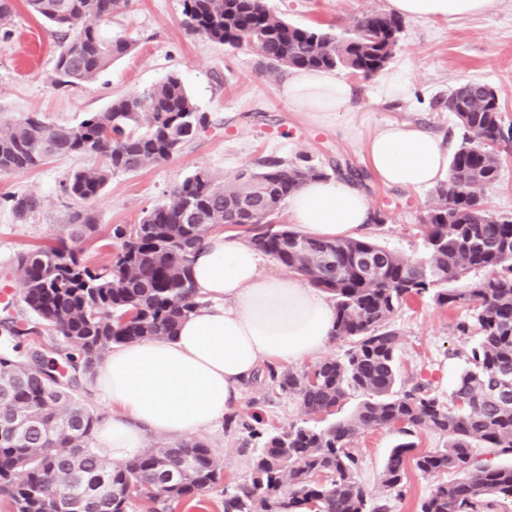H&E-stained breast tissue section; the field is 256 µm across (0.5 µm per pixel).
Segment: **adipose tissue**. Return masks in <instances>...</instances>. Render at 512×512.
Listing matches in <instances>:
<instances>
[{"instance_id":"obj_1","label":"adipose tissue","mask_w":512,"mask_h":512,"mask_svg":"<svg viewBox=\"0 0 512 512\" xmlns=\"http://www.w3.org/2000/svg\"><path fill=\"white\" fill-rule=\"evenodd\" d=\"M491 2L387 0L391 12L419 21L480 15ZM281 95L311 122L361 138L368 168L383 185L430 189L448 173L442 138L408 121L373 124L334 72L295 71ZM286 209L292 224L320 238L356 236L372 222L363 190L344 178L304 182ZM264 263L262 252L234 234L209 235L191 257L203 307L173 338L118 346L96 369L94 388L112 407L100 431L112 461L142 454L147 433L178 437L220 425L264 364L296 362L325 348L336 321L333 302L303 276L264 274Z\"/></svg>"}]
</instances>
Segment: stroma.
Wrapping results in <instances>:
<instances>
[{
    "mask_svg": "<svg viewBox=\"0 0 512 512\" xmlns=\"http://www.w3.org/2000/svg\"><path fill=\"white\" fill-rule=\"evenodd\" d=\"M266 5L297 26L348 32L363 13L386 11L387 0H266ZM13 6L11 35L0 40V128L32 113L54 126H75L87 115L104 111L112 100L142 94L172 74L181 78L210 121L207 131L173 158L114 174L90 202L97 231L76 243L90 265L107 262L115 225L140 223L197 170L228 181L270 155L294 162L304 159L328 174L339 161L366 166L360 143L289 110L280 88L291 68L271 69L250 47L231 48L187 32L183 0H133L128 10L101 27L104 36L133 40L132 51L93 82L68 88L53 83L58 42L51 26L31 14L25 0H13ZM387 70L406 75L411 86L407 100L378 97L379 76L348 79L356 106L372 113L375 123L412 121L456 145L461 131L445 105L459 83L472 80L497 89L503 122L512 124V0H494L486 13L458 21H405ZM99 163L92 155H62L21 175L0 173V322L34 323L21 298L18 257L66 233L79 203L62 185L75 171ZM362 189L372 210L385 216L383 225L368 229V236L407 259L420 258L423 243L417 224L433 201V190L390 188L372 177ZM482 194L495 217L512 219V153L504 155L498 180L486 185ZM10 195L36 197L40 207L17 216L6 201ZM461 314V309L439 307L428 297L409 300L396 312L391 326L399 335L403 380H432L437 394L447 396L463 366L461 352L468 346L454 332ZM232 416V423L194 435L221 459L222 484L174 504L173 512H224V489L248 479L262 434L305 419L296 396L265 379L244 386ZM398 441L392 429L358 433L354 448L359 482L378 489L384 461Z\"/></svg>",
    "mask_w": 512,
    "mask_h": 512,
    "instance_id": "obj_1",
    "label": "stroma"
}]
</instances>
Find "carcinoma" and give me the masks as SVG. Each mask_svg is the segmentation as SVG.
Instances as JSON below:
<instances>
[{
	"label": "carcinoma",
	"mask_w": 512,
	"mask_h": 512,
	"mask_svg": "<svg viewBox=\"0 0 512 512\" xmlns=\"http://www.w3.org/2000/svg\"><path fill=\"white\" fill-rule=\"evenodd\" d=\"M130 0H27L29 11L55 29L59 50L55 85L91 82L132 41L106 38L99 24ZM186 29L236 48L246 45L274 66L343 69L367 79L393 57L404 21L391 13H364L339 36L300 27L272 13L265 0H185ZM447 110L463 130L448 179L421 218L424 255L412 262L366 237H310L275 224L288 196L304 181L323 177L315 166L266 156L248 178L226 186L206 170L186 177L169 199L138 224L113 229L117 249L99 268L68 245L95 231L92 210L72 212L68 238L19 258L22 298L44 328L65 345L61 356L74 376L65 380L55 361L20 356L21 343L0 349V428L21 418L24 431L0 439V495L14 512H166L168 503L206 492L223 468L202 442L163 443L122 463L102 459L90 446L98 419L71 393L77 373H92L114 346L170 339L181 321L204 305L190 277L191 254L219 225L242 228L249 243L326 293L336 308L333 338L347 344L338 358L311 373L267 368L281 391L297 396L323 426L291 425L266 434L250 479L224 488V512H391V500L356 478L353 441L361 430L393 427L403 441L388 455L381 487L402 495L406 463L436 475L455 472L422 500L419 512H497L512 501V384L489 392L501 374L512 375V220L492 215L479 183L501 170L497 145L512 141L502 124L497 91L487 83L460 84ZM180 78L168 76L139 96L119 98L77 126H52L35 115L0 131V173L24 174L53 156L84 153L103 164L71 175L67 194L87 204L117 172H132L176 155L207 128ZM20 217L35 212L33 196H13ZM470 271L482 276L450 288ZM413 296L461 308L454 330L470 340L448 399L431 384L401 381L398 333L390 321ZM364 399L348 418H334L351 393ZM434 433L445 447L419 452L416 438Z\"/></svg>",
	"instance_id": "obj_1"
}]
</instances>
